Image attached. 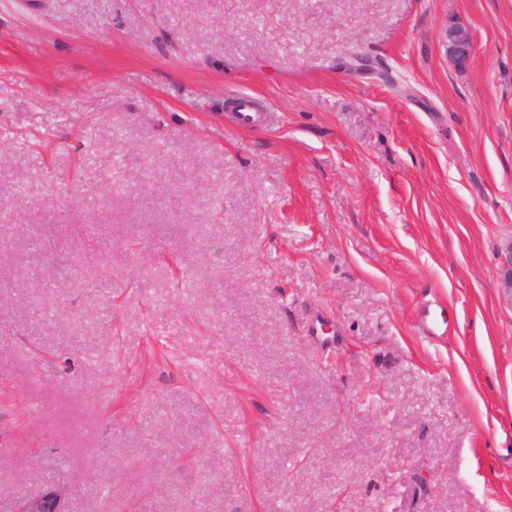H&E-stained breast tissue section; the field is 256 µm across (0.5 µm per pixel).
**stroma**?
Returning <instances> with one entry per match:
<instances>
[{
    "mask_svg": "<svg viewBox=\"0 0 512 512\" xmlns=\"http://www.w3.org/2000/svg\"><path fill=\"white\" fill-rule=\"evenodd\" d=\"M0 189V512H512V0H0ZM447 50L450 57L460 64L471 58L473 50L472 35L466 28H454L448 31ZM65 487L50 486L38 494L21 499L12 512H68Z\"/></svg>",
    "mask_w": 512,
    "mask_h": 512,
    "instance_id": "35a3bbf8",
    "label": "stroma"
}]
</instances>
